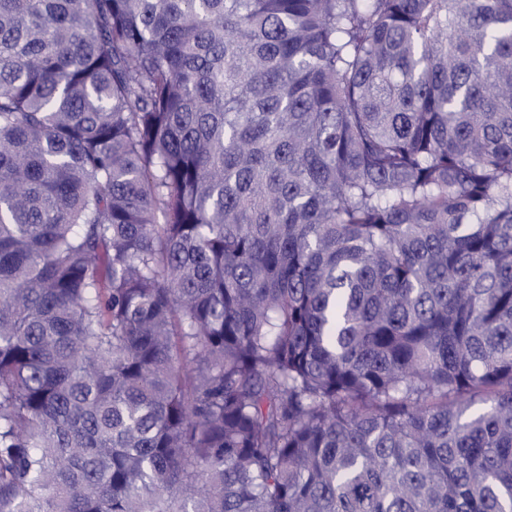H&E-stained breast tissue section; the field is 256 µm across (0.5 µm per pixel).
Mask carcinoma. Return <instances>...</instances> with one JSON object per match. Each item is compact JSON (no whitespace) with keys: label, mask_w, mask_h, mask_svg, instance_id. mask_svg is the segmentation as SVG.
<instances>
[{"label":"carcinoma","mask_w":512,"mask_h":512,"mask_svg":"<svg viewBox=\"0 0 512 512\" xmlns=\"http://www.w3.org/2000/svg\"><path fill=\"white\" fill-rule=\"evenodd\" d=\"M0 512H512V0H0Z\"/></svg>","instance_id":"obj_1"}]
</instances>
